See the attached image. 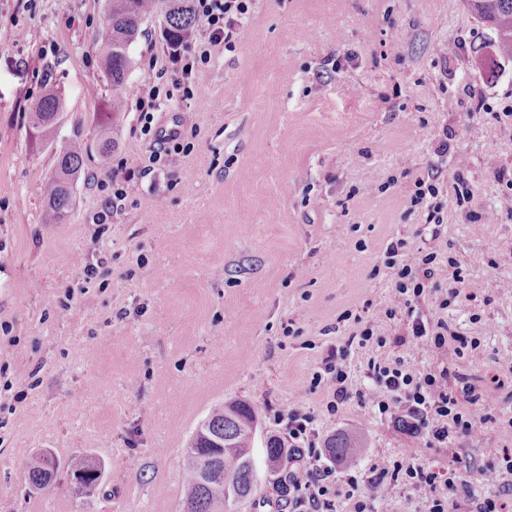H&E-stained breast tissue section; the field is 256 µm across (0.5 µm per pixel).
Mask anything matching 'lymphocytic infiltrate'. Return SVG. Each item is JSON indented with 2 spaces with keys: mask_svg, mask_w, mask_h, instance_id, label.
<instances>
[{
  "mask_svg": "<svg viewBox=\"0 0 512 512\" xmlns=\"http://www.w3.org/2000/svg\"><path fill=\"white\" fill-rule=\"evenodd\" d=\"M195 11L206 23L207 40L201 44L170 46L159 69L170 76L171 90L165 93L137 94L136 106L143 119L157 111L161 98L181 94L190 99L198 89L192 75L198 65L207 63L211 49L228 41L229 30L240 24L249 11L248 0H195ZM387 266L395 276L398 304L408 317L406 332L397 336L395 345L421 340L434 349L453 348L458 357H470L479 348L476 337L452 327L442 318H426L418 305L438 290L437 274H445L448 296L438 303L445 310L462 301L474 300L469 292L471 274L467 264L449 258L444 270H437L432 255L411 248L407 240L391 241L386 248ZM348 348L330 350L323 360V372L316 382L325 384L332 398L329 412H338L351 399L348 380L350 363ZM371 387L363 398L380 413L399 411L400 421L411 431L424 433L429 447L442 448L461 437L475 434L477 422L471 412L484 392L476 379L449 369L445 365L425 371L413 369L405 359L370 363ZM288 430V461L285 478L289 512H338L340 504H348L350 512H378L397 481L412 486L429 505V512H448L450 500L457 495L459 477L455 470L435 468L420 461L397 463L394 469L370 468L365 479L351 476L337 482L336 466L320 446L316 416L306 407H292L285 413Z\"/></svg>",
  "mask_w": 512,
  "mask_h": 512,
  "instance_id": "f902f5d3",
  "label": "lymphocytic infiltrate"
}]
</instances>
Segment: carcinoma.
<instances>
[{"instance_id": "cac0c4a2", "label": "carcinoma", "mask_w": 512, "mask_h": 512, "mask_svg": "<svg viewBox=\"0 0 512 512\" xmlns=\"http://www.w3.org/2000/svg\"><path fill=\"white\" fill-rule=\"evenodd\" d=\"M471 13L495 32L492 54L512 58V0H466ZM162 20L161 31L167 44L183 42L195 28L198 18L190 0H105V45L100 69L112 98L105 101L100 116L102 140L97 146L99 170L112 171V126L126 111L134 87L129 76L134 65L130 54L141 25L152 19ZM64 101L55 89L40 98L30 116L34 139L44 141L53 132ZM88 149L73 143L59 154L57 164L44 187L47 217L59 222L73 206V183L84 164ZM256 432V416L251 405L234 401L218 408L200 425L185 451L184 512H226L228 505L250 498L255 486V465L251 444ZM224 440V447H212V440ZM329 452L344 463L353 462L356 447L349 438L338 436L328 443ZM266 459L275 464L288 455L282 441L270 437L264 448ZM49 460L35 454L18 471V484L27 489L43 490L49 482Z\"/></svg>"}]
</instances>
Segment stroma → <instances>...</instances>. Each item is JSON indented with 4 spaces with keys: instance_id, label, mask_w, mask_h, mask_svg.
I'll use <instances>...</instances> for the list:
<instances>
[{
    "instance_id": "obj_1",
    "label": "stroma",
    "mask_w": 512,
    "mask_h": 512,
    "mask_svg": "<svg viewBox=\"0 0 512 512\" xmlns=\"http://www.w3.org/2000/svg\"><path fill=\"white\" fill-rule=\"evenodd\" d=\"M104 26V0H0V502L182 512L185 449L235 399L258 426L256 491L234 512H280L288 467L267 468L265 440L284 434L275 412L297 405L314 411L321 442L353 439L357 470L452 460L468 489L450 512H473L476 497L512 512V472L486 466L512 454V190L496 177L512 168V58L482 68L494 31L465 0H251L229 46L195 70L197 99L163 101L149 125L128 106L114 127L123 200L86 160L71 212L52 224L43 184L60 151L96 146L112 93L99 69ZM167 50L160 20L145 22L130 48L137 91L166 88L156 64ZM49 87L65 107L38 147L29 116ZM160 128L180 132L178 177L156 155ZM431 168L444 232L426 247L472 271L478 301L444 313L480 339L471 358L392 344L405 318L386 315L397 297L385 250L396 237L418 242L425 210L410 197ZM460 181L476 214L456 203ZM357 314L387 345L352 348V398L333 414L310 381L357 332ZM395 354L486 380L477 412L492 421L431 448L362 403L369 358ZM44 449L62 469L26 493L15 475ZM85 458L104 478L81 492L67 471Z\"/></svg>"
}]
</instances>
